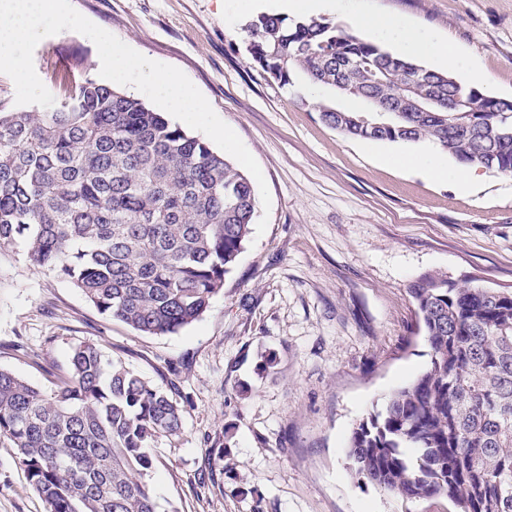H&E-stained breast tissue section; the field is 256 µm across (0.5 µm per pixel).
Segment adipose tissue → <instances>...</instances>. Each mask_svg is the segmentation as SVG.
I'll return each mask as SVG.
<instances>
[{
	"mask_svg": "<svg viewBox=\"0 0 512 512\" xmlns=\"http://www.w3.org/2000/svg\"><path fill=\"white\" fill-rule=\"evenodd\" d=\"M356 24L368 30L378 39L384 40L395 47L400 55L421 58L430 56L443 67L475 78L479 72L469 57L459 54L452 44L440 41L423 32L421 29L407 26L396 20L378 14L358 16ZM397 164L404 167L419 169L428 179L454 183L461 191H470L476 184V173L471 167H449L448 155L441 148H433L421 156H400Z\"/></svg>",
	"mask_w": 512,
	"mask_h": 512,
	"instance_id": "obj_1",
	"label": "adipose tissue"
}]
</instances>
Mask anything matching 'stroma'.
Returning <instances> with one entry per match:
<instances>
[{
	"label": "stroma",
	"instance_id": "obj_1",
	"mask_svg": "<svg viewBox=\"0 0 512 512\" xmlns=\"http://www.w3.org/2000/svg\"><path fill=\"white\" fill-rule=\"evenodd\" d=\"M145 57L181 69L259 163L266 231L249 235L224 288L180 332L146 336L98 313L70 282L0 247V368L43 389L69 375L72 348L96 343L184 407L182 433L152 447L158 512H457L361 483L348 438L377 403L428 366L410 285L426 274L512 290V177L476 187L391 163L428 145L353 139L322 118L326 91L279 86L253 67L241 0H71ZM357 11L435 34L477 64L476 85L512 99V0H352ZM37 75L98 76L88 37L42 39ZM0 512H45L0 439Z\"/></svg>",
	"mask_w": 512,
	"mask_h": 512
}]
</instances>
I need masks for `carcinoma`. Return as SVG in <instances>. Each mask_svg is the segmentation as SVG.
<instances>
[{"label":"carcinoma","instance_id":"cac0c4a2","mask_svg":"<svg viewBox=\"0 0 512 512\" xmlns=\"http://www.w3.org/2000/svg\"><path fill=\"white\" fill-rule=\"evenodd\" d=\"M251 64L282 87L334 99L324 121L349 138L430 141L458 163L512 175V101L395 55L324 18L259 14L244 25ZM361 66L336 93L339 70ZM51 110L0 102V246L73 284L107 318L143 335L198 321L224 288L257 208L233 161L142 100L67 68ZM399 128L373 131L336 112L364 94L393 98ZM468 102V129L414 111L429 91ZM430 348L427 368L354 428L355 477L408 499L448 498L458 512H512V290L425 275L409 288ZM180 403L91 342L68 379L42 390L0 369V438L10 441L46 512H156L149 448L183 429Z\"/></svg>","mask_w":512,"mask_h":512}]
</instances>
